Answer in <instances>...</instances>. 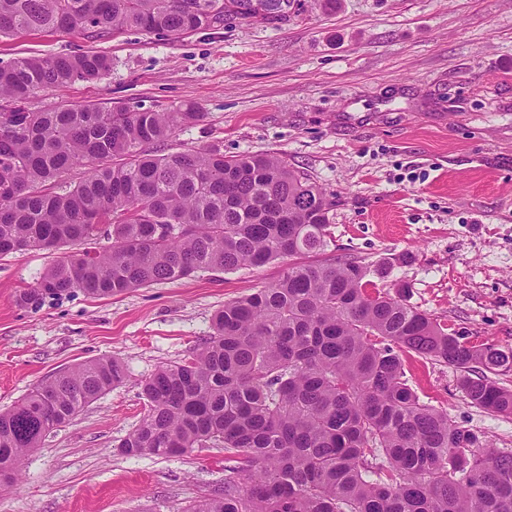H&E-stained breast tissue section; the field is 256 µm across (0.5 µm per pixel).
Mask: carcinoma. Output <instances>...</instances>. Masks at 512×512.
<instances>
[{"instance_id":"carcinoma-1","label":"carcinoma","mask_w":512,"mask_h":512,"mask_svg":"<svg viewBox=\"0 0 512 512\" xmlns=\"http://www.w3.org/2000/svg\"><path fill=\"white\" fill-rule=\"evenodd\" d=\"M278 4L274 15L268 0H0V36L99 41L135 29L179 39L228 18L284 19L291 0ZM111 69L94 50L0 66V256L79 247L18 305L289 259L276 280L224 303L187 357L142 381L145 413L121 451L222 448L241 460L186 512H512V451L422 402L403 358L455 367L471 404L511 416L512 389L497 376L512 371V351L448 332L405 302L404 284L373 288L358 258L315 259L331 240L332 203L282 157L161 149L199 120L194 108L27 107L39 91ZM76 166L85 178L56 190ZM101 237L107 245L84 248ZM125 378L116 358L87 360L0 412V487L17 482L14 459Z\"/></svg>"}]
</instances>
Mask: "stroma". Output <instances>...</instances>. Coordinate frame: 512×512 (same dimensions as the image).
Here are the masks:
<instances>
[{
	"instance_id": "stroma-1",
	"label": "stroma",
	"mask_w": 512,
	"mask_h": 512,
	"mask_svg": "<svg viewBox=\"0 0 512 512\" xmlns=\"http://www.w3.org/2000/svg\"><path fill=\"white\" fill-rule=\"evenodd\" d=\"M88 49L112 59L93 83L32 99L35 110L96 104L194 107L168 150L276 154L333 206L322 257L378 264L408 304L477 344L512 349V0H292L286 19H231L179 41L125 30L0 37V65ZM45 250L0 259V411L30 387L94 358L116 357L124 384L30 452L0 512H185L224 483V451L128 456L119 444L144 412L140 383L211 333L224 303L275 280V262L93 299L77 292L36 310L16 296L52 262ZM421 401L512 449V415L473 406L448 364L405 357Z\"/></svg>"
}]
</instances>
